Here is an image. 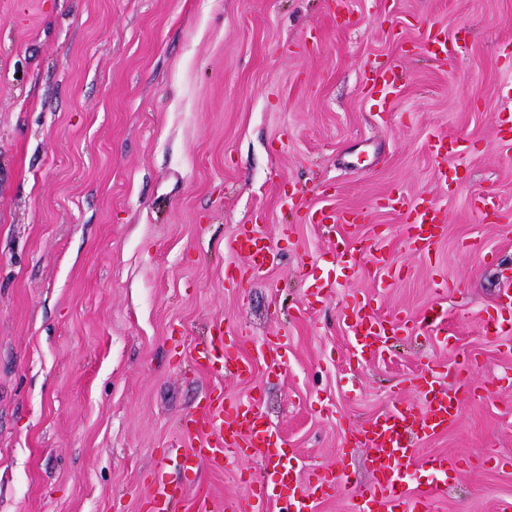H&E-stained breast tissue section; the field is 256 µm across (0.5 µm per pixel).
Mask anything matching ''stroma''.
I'll use <instances>...</instances> for the list:
<instances>
[{
	"instance_id": "1",
	"label": "stroma",
	"mask_w": 512,
	"mask_h": 512,
	"mask_svg": "<svg viewBox=\"0 0 512 512\" xmlns=\"http://www.w3.org/2000/svg\"><path fill=\"white\" fill-rule=\"evenodd\" d=\"M510 126L512 0H0V512H147L159 467L251 512L272 468L167 453L194 447L183 420L209 399L252 394L297 483L346 478L315 512H358L376 475L355 429L421 408L438 365L470 367L471 391L403 482L446 484L432 512H501L512 335L486 319L512 320ZM437 137L469 151L433 156ZM421 196L446 219L423 253L404 235ZM252 224L274 256L259 274L231 248ZM349 250L364 273L345 276ZM366 299L416 322L357 364ZM216 323L251 373L196 364ZM433 454L465 463L445 480Z\"/></svg>"
}]
</instances>
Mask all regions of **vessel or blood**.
<instances>
[{
    "mask_svg": "<svg viewBox=\"0 0 512 512\" xmlns=\"http://www.w3.org/2000/svg\"><path fill=\"white\" fill-rule=\"evenodd\" d=\"M415 216L406 227V235L412 242L431 243L443 229L440 209L428 200H421L414 207ZM237 252L248 259L252 271H260L266 263V255L258 247L250 230H242L236 240ZM408 318L382 315L377 308L360 311L353 325L358 356L378 351L387 342L389 334L405 330ZM223 335L209 336L197 348V358L204 370L219 375L241 376L250 372L249 360L216 351ZM459 395L455 392L433 390L425 406L414 410L405 408L376 415L360 428L363 444L372 451V467L378 477L375 487L361 492L365 512H397L406 491L402 487L401 462L411 458L409 436L424 438L446 430L459 412ZM190 422L200 427L204 435L202 454L214 462L247 453L264 464L281 466L285 451L277 436L261 421L260 399L253 396L227 404L209 403ZM335 484L332 479L316 473L310 474L304 488H297L289 473H282L278 489L262 485L255 489L259 504H267L276 490L286 491L293 512H314L318 498L327 495ZM184 490L167 482L163 473L154 477L151 497L153 512H169L173 503L183 500Z\"/></svg>",
    "mask_w": 512,
    "mask_h": 512,
    "instance_id": "vessel-or-blood-1",
    "label": "vessel or blood"
}]
</instances>
